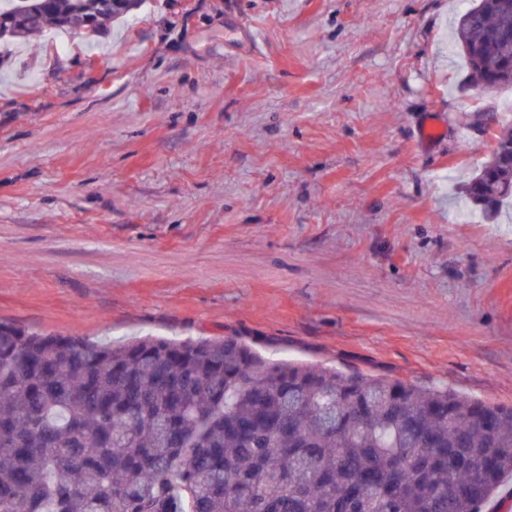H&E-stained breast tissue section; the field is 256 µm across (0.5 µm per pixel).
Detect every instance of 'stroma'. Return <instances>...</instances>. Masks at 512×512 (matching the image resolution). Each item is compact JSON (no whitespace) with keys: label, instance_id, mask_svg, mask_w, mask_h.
<instances>
[{"label":"stroma","instance_id":"1","mask_svg":"<svg viewBox=\"0 0 512 512\" xmlns=\"http://www.w3.org/2000/svg\"><path fill=\"white\" fill-rule=\"evenodd\" d=\"M468 5L146 0L1 44L0 321L512 404V221L461 201L505 97L449 47Z\"/></svg>","mask_w":512,"mask_h":512}]
</instances>
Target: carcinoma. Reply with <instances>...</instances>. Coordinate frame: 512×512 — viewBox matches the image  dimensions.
Segmentation results:
<instances>
[{
  "mask_svg": "<svg viewBox=\"0 0 512 512\" xmlns=\"http://www.w3.org/2000/svg\"><path fill=\"white\" fill-rule=\"evenodd\" d=\"M145 0H10L0 40L88 38ZM453 47L512 88V0H472ZM464 197L512 206V125ZM512 476V406L236 339L104 344L0 323V512H478Z\"/></svg>",
  "mask_w": 512,
  "mask_h": 512,
  "instance_id": "obj_1",
  "label": "carcinoma"
}]
</instances>
